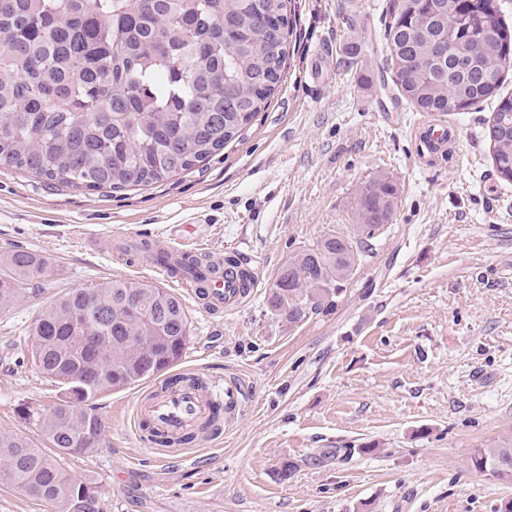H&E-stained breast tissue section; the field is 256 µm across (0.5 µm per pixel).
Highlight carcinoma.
Instances as JSON below:
<instances>
[{"label": "carcinoma", "instance_id": "carcinoma-1", "mask_svg": "<svg viewBox=\"0 0 512 512\" xmlns=\"http://www.w3.org/2000/svg\"><path fill=\"white\" fill-rule=\"evenodd\" d=\"M498 0H390L384 28L387 69L417 112L445 116L495 103L493 167L512 182V94L501 63L512 31ZM282 17L278 44L261 17ZM293 24L287 0H0V166L48 185L113 191L149 186L187 171L239 137L281 82ZM484 46L475 69L455 66L470 41ZM443 44L447 52L438 55ZM399 187L381 177L355 198L359 223L327 233L292 256L269 289V307L296 323L334 306L361 262V247L393 223ZM155 264L193 274L207 258L174 259L142 243ZM0 312L24 298L23 285L47 273V259L18 248L5 257ZM191 325L168 288L112 279L74 288L44 306L30 355L63 385L42 418L51 456L21 436L0 433V482L51 512H102L101 491L69 473L67 455L101 447L95 400L136 385L182 357ZM92 340V351L82 349ZM474 467L512 477V441L479 448Z\"/></svg>", "mask_w": 512, "mask_h": 512}]
</instances>
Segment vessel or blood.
Instances as JSON below:
<instances>
[{"instance_id": "vessel-or-blood-1", "label": "vessel or blood", "mask_w": 512, "mask_h": 512, "mask_svg": "<svg viewBox=\"0 0 512 512\" xmlns=\"http://www.w3.org/2000/svg\"><path fill=\"white\" fill-rule=\"evenodd\" d=\"M459 140L455 125L439 116L419 122L415 138L418 157L454 150ZM231 272L222 267H203L197 272L207 288L201 301L204 308L218 313L249 302L257 292L260 278L251 260L237 256ZM244 390L232 378L225 382L201 383L196 371L183 367L167 375L163 385L150 391L137 405V423L153 434L169 439L185 436L215 437L232 428L243 410Z\"/></svg>"}]
</instances>
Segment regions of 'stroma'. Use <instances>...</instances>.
<instances>
[{
  "instance_id": "obj_1",
  "label": "stroma",
  "mask_w": 512,
  "mask_h": 512,
  "mask_svg": "<svg viewBox=\"0 0 512 512\" xmlns=\"http://www.w3.org/2000/svg\"><path fill=\"white\" fill-rule=\"evenodd\" d=\"M388 0H295L296 46L264 109L199 166L119 192L52 187L0 167V257L24 248L49 272L0 313V431L44 447L38 418L59 386L28 358L40 309L112 278L160 284L119 243L160 237L250 254L263 286L215 314L182 294L183 355L238 377L234 427L178 455L153 451L133 413L149 382L101 393L103 443L66 468L103 512H506L512 479L477 472L512 438V184L485 137L492 105L452 115L455 153L420 161L419 115L384 82ZM332 48L327 61L319 56ZM387 177L396 215L327 313L291 324L268 305L289 258L355 223L360 187ZM291 464L281 479L283 464Z\"/></svg>"
}]
</instances>
